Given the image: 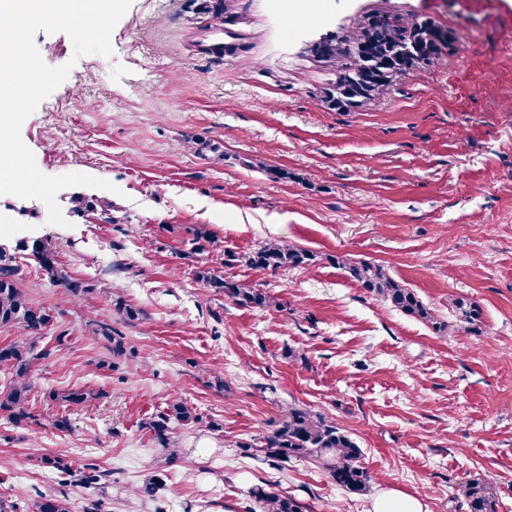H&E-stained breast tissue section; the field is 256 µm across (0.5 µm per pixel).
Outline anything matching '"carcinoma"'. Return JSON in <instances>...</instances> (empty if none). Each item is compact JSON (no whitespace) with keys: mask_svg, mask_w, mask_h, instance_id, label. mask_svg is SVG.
<instances>
[{"mask_svg":"<svg viewBox=\"0 0 512 512\" xmlns=\"http://www.w3.org/2000/svg\"><path fill=\"white\" fill-rule=\"evenodd\" d=\"M199 10L238 22V17L230 13V0H200ZM451 38V33L428 20H403L383 13L366 15L343 34L331 35L328 42L310 48L317 65L334 72V80L323 91L322 102L327 108L339 112L366 109L391 93L401 76L436 58ZM213 245L214 238L207 228L195 230L191 239L192 253H209ZM31 254L42 273L63 285L71 296L80 297L90 292L83 281L59 272L57 248L51 239L34 241ZM329 261L347 269L366 292L404 315L425 321L437 331L448 329V324L439 321L412 289L388 276L381 266L365 261L351 264L341 256H331ZM316 262V254L273 240L246 254L226 251L216 259V265L197 270L196 278L212 293L222 295L240 307L263 311L278 308L280 303L264 288L225 276L224 268L243 263L276 273L313 266ZM456 307L460 327L469 331L480 322L481 310L476 304L458 299ZM0 326L15 327L20 331L16 339L0 346V371L8 375L0 389V414L17 426L34 419L29 409L34 360L31 340L54 327L51 311L30 302L20 288L17 265L0 266ZM94 333L107 342L106 349L113 357L126 354L123 337L111 325L98 322ZM48 398L52 402L65 403L67 408L81 407L93 399L94 394L76 387L63 393L50 391ZM191 423H203L202 416L179 397L148 423L155 444L166 452V465L179 461L175 425ZM238 448L241 456L272 465L292 459L311 461L337 486L352 494L363 495L370 489L371 475L362 466V450L357 443L335 422L300 405L284 407L280 420L273 427L239 443ZM40 464L53 470L60 484L74 483L97 491L96 496L80 501V512H108L104 494L109 473L99 465L86 463L75 468L60 456H44L40 458ZM165 487L164 473L159 468L140 485L131 488V495L144 504L154 503L155 512H164L156 502ZM459 493L468 512H495V488L491 483L471 479L460 484ZM252 498L256 507L249 508V512H255L257 508L260 512H305L306 509L298 498L269 488L253 489ZM0 512H72V505L65 497L38 492L21 509L13 502L0 499Z\"/></svg>","mask_w":512,"mask_h":512,"instance_id":"obj_1","label":"carcinoma"}]
</instances>
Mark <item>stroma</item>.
I'll return each mask as SVG.
<instances>
[{
	"mask_svg": "<svg viewBox=\"0 0 512 512\" xmlns=\"http://www.w3.org/2000/svg\"><path fill=\"white\" fill-rule=\"evenodd\" d=\"M313 8L319 19L286 36L271 0H235L242 21L227 26L195 0H132L109 57L75 56L68 34L37 32L45 63L72 69L21 138L44 174L84 173L115 189L61 190L63 227L41 201L0 195V266H20L21 288L55 317L34 344L32 410L45 414L51 390L95 393L70 410L64 433L0 416V498L80 501L84 488H60L39 459L92 458L111 474V512H153L128 492L163 460L146 424L177 396L216 427L178 426L166 512H246L257 485L307 512H370L391 489L424 512H466L458 485L475 477L495 485L496 512H512V0ZM374 12L432 20L455 41L369 109L328 110L320 95L333 76L310 47ZM219 32L236 53H208ZM200 140L219 152H195ZM270 168L287 178L270 179ZM79 197L108 199L111 215L76 206ZM201 225L220 250L281 240L321 262L226 269L280 304L246 309L197 280L189 241ZM46 237L90 294L73 298L42 274L26 245ZM336 255L382 266L448 331L367 294ZM118 297L137 320L117 314ZM458 298L480 307V331L456 328ZM98 321L123 334L125 358L94 335ZM294 403L357 442L369 492L348 493L305 461L240 455L238 442Z\"/></svg>",
	"mask_w": 512,
	"mask_h": 512,
	"instance_id": "obj_1",
	"label": "stroma"
}]
</instances>
